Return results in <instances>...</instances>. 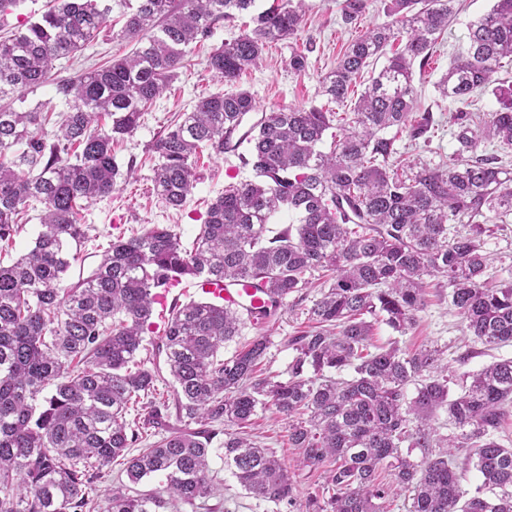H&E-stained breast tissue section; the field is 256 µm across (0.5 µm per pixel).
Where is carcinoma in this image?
<instances>
[{"label": "carcinoma", "instance_id": "cac0c4a2", "mask_svg": "<svg viewBox=\"0 0 512 512\" xmlns=\"http://www.w3.org/2000/svg\"><path fill=\"white\" fill-rule=\"evenodd\" d=\"M457 2L385 0L390 20L352 41L319 79L320 95L342 104L362 71L403 43L344 117L313 105L263 112L238 138L254 178L224 186L192 249L171 227L154 224L112 241L89 275L69 284L87 240L82 211L112 194L122 176L112 143L139 126L187 47L255 0H54L0 37V100L9 99L0 105V244L19 232L20 214L42 206L33 247L0 264V512H85L94 480L119 458L131 482L161 475L165 487L136 496L118 488L104 512H169L177 501L209 498L211 444L220 433L224 465L247 494L291 506V471L245 437L260 410L288 420L300 466L323 475L325 496H308L306 512H383L394 486L412 493L408 512H512V448L495 439L512 405V358L472 374L451 399L440 349L410 352L396 340L369 349L379 321L402 335L412 328L427 280L439 278L476 341L512 344V280L489 285L484 251L486 213L503 224L512 216V88L497 86L502 60L512 58V0H495L469 24L467 51L436 85L463 105L492 86L499 91L505 101L482 129L472 130L462 109L452 120L462 150L486 140L502 153L408 164L397 148L400 136L426 142L435 127L432 112L414 115L413 63L429 58ZM116 8L125 19L117 36L133 42V52L55 75L56 62L92 42ZM366 8L367 0H344V22ZM304 16V0H273L210 53L213 76L234 84L266 46L296 38ZM47 84L66 111L13 107ZM255 110L252 94L240 89L205 97L168 125L152 144L156 195L183 208L197 182L198 150L224 153ZM335 121L341 134L326 148ZM283 211L292 220L269 235ZM464 218L462 231L456 225ZM320 272L331 283L307 311L310 329L289 341L296 355L286 381L257 375L265 336L219 355L239 335V312L206 301L173 305L159 349L179 418L198 428L167 430L169 405L153 397L155 375L131 369L158 289L184 277L251 279L283 303ZM149 395L142 425L131 427L129 412ZM440 411L460 433L440 434ZM226 420L240 431L224 430ZM147 433L156 441L131 454ZM463 450L482 479L472 496L454 464Z\"/></svg>", "mask_w": 512, "mask_h": 512}]
</instances>
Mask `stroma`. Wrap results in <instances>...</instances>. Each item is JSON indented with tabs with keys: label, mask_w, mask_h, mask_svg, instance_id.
<instances>
[{
	"label": "stroma",
	"mask_w": 512,
	"mask_h": 512,
	"mask_svg": "<svg viewBox=\"0 0 512 512\" xmlns=\"http://www.w3.org/2000/svg\"><path fill=\"white\" fill-rule=\"evenodd\" d=\"M308 10L302 24L297 45L308 57L306 73L295 74L288 68L290 43L269 45L257 67L242 74L235 86L248 90L256 99L258 110L251 113V120H258L262 111L272 107L294 105H324L325 99L318 93V80L336 64V60L349 42L361 35L366 28L385 22L382 0H369L361 19L352 25L344 23L341 6L343 0H306ZM494 0H461L455 20L439 39L425 67L415 71L414 83L418 91V107L433 112L438 127L431 144L409 145L407 140L397 143L409 162L438 163L452 155L458 143V128L448 120L457 106L442 99L435 89L436 82L447 71L449 62L468 46V26L472 20L487 13ZM250 21L243 14L231 21H220L213 38L191 45L186 57L187 65L179 69L175 79L156 103L143 116L139 127L124 139L114 142L112 153L120 167H133L131 178L119 182L112 195L98 199L84 210L83 221L90 224V238L80 248V258L68 272L69 280L89 274L96 267L112 240L128 237L151 224L170 226L181 237L184 247H192L193 241L206 218L211 201L223 192L230 179L252 178L250 167L242 165L237 152L216 154L204 150L197 163L198 182L190 201L182 210L167 208L153 190V170L158 156L151 151L154 139L182 113L191 111L206 96L224 91V84L213 80L207 67V59L222 41L238 36ZM485 251L492 262L486 277L490 284L512 279V217L493 235L486 237ZM319 295L317 288L303 289L301 294L290 295L275 322L261 327L245 325L240 336L221 348V356L228 357L239 344L257 336H267L270 342L267 355L260 365L262 376L287 380L288 367L295 352L288 341L292 336L307 330L306 310ZM169 306L154 305L152 326L145 334L146 349L140 357L146 369L158 373L156 387L168 394L173 390L172 378L164 355L158 354L163 328L169 318ZM398 341L409 350L435 346L441 348L448 361V371L454 380H462L484 366L502 358L512 357V346L488 347L470 336L448 301V289L443 284H432L426 295L425 306L417 314V321L405 335H398L385 324H376L371 338L372 345L379 346ZM253 438L272 448L293 470L294 496L297 512H303L309 495L320 493L323 479L320 473L298 468V449L288 445V423L268 411L258 412L250 428ZM222 451H215L210 466L217 491L214 496L195 503H176L174 512H283L281 506L256 504L246 494L224 467Z\"/></svg>",
	"instance_id": "obj_1"
}]
</instances>
